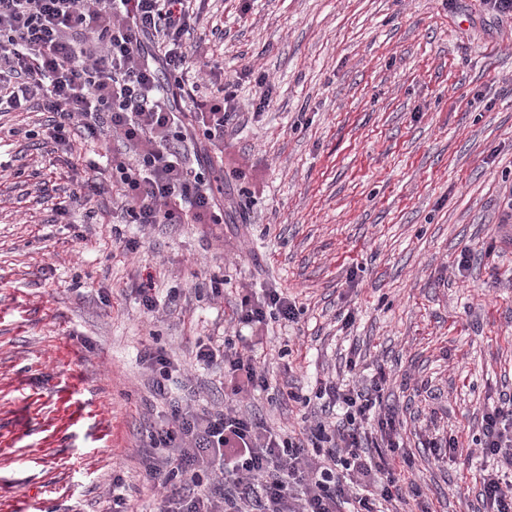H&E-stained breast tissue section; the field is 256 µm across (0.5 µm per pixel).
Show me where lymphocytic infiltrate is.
<instances>
[{"label":"lymphocytic infiltrate","mask_w":512,"mask_h":512,"mask_svg":"<svg viewBox=\"0 0 512 512\" xmlns=\"http://www.w3.org/2000/svg\"><path fill=\"white\" fill-rule=\"evenodd\" d=\"M196 2L0 0V112L37 97L56 145L68 146L74 127L90 143L117 141L108 176L80 182L68 206L109 193L133 224L222 223L211 181L188 153L204 140L223 158L237 105L229 92L202 96L190 78ZM236 315L261 332L299 311L270 288L243 295ZM256 345L198 344L197 363L223 368L234 401L200 409L171 400L143 461L162 489L154 512H425L424 484L400 442L404 421L383 402L385 375L365 386L324 379L319 415L285 437L234 405L270 388ZM479 443L512 468V396L485 410Z\"/></svg>","instance_id":"1"}]
</instances>
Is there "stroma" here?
Here are the masks:
<instances>
[{"label": "stroma", "instance_id": "35a3bbf8", "mask_svg": "<svg viewBox=\"0 0 512 512\" xmlns=\"http://www.w3.org/2000/svg\"><path fill=\"white\" fill-rule=\"evenodd\" d=\"M203 15L201 91L239 106L213 173L221 224H126L108 194L57 210L73 155L99 162L106 142L75 134L67 152L40 107L0 113V512H112L116 473L151 512L142 456L169 402L139 355L164 349L200 406L222 405L196 344L238 331L245 288L300 310L269 332L274 382L310 397L349 358L367 379L385 369L434 512H479L497 466L481 413L512 394V16L484 0H204ZM146 284L161 301L179 288L177 306L146 314ZM240 407L289 429L305 413L265 393ZM430 435L457 438L455 458Z\"/></svg>", "mask_w": 512, "mask_h": 512}]
</instances>
